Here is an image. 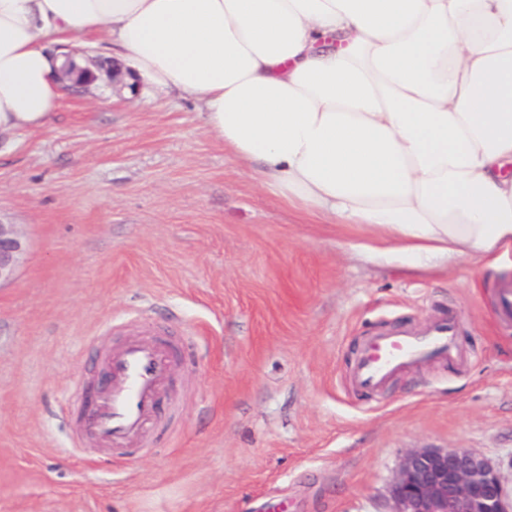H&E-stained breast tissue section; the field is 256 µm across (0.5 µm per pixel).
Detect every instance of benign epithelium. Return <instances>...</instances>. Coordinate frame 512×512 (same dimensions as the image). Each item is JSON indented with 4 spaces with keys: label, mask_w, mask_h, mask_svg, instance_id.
<instances>
[{
    "label": "benign epithelium",
    "mask_w": 512,
    "mask_h": 512,
    "mask_svg": "<svg viewBox=\"0 0 512 512\" xmlns=\"http://www.w3.org/2000/svg\"><path fill=\"white\" fill-rule=\"evenodd\" d=\"M65 75L79 71L80 84L97 79L98 62L86 66L65 53ZM25 243L9 224H0V283L13 278ZM392 512H512V490L482 455L466 448H420L409 452L392 485Z\"/></svg>",
    "instance_id": "1"
}]
</instances>
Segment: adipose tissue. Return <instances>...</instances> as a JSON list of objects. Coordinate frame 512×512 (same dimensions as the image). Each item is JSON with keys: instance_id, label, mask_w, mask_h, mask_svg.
<instances>
[{"instance_id": "obj_1", "label": "adipose tissue", "mask_w": 512, "mask_h": 512, "mask_svg": "<svg viewBox=\"0 0 512 512\" xmlns=\"http://www.w3.org/2000/svg\"><path fill=\"white\" fill-rule=\"evenodd\" d=\"M99 33L291 206L447 262L512 251V0H0V134L52 120L51 46Z\"/></svg>"}]
</instances>
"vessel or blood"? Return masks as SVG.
I'll return each mask as SVG.
<instances>
[{
    "mask_svg": "<svg viewBox=\"0 0 512 512\" xmlns=\"http://www.w3.org/2000/svg\"><path fill=\"white\" fill-rule=\"evenodd\" d=\"M499 321L512 323V281L495 290ZM458 323L445 317L422 330H392L374 335L362 348L351 372L360 391L381 389L394 375L422 360L462 358ZM112 383L105 389L84 422L75 430L76 441H90L117 452L132 462L148 448V435L159 413V396L172 368L168 343L133 339L108 355Z\"/></svg>",
    "mask_w": 512,
    "mask_h": 512,
    "instance_id": "vessel-or-blood-1",
    "label": "vessel or blood"
}]
</instances>
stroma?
Instances as JSON below:
<instances>
[{"instance_id":"obj_1","label":"stroma","mask_w":512,"mask_h":512,"mask_svg":"<svg viewBox=\"0 0 512 512\" xmlns=\"http://www.w3.org/2000/svg\"><path fill=\"white\" fill-rule=\"evenodd\" d=\"M50 125L0 136V222L26 242L0 284V512H391L416 448H467L512 486V326L478 267L414 265L377 232L295 209L207 132L193 101L112 87L111 57ZM177 337L154 448L131 472L74 451L120 324ZM453 316L466 361L420 362L373 393L364 341Z\"/></svg>"}]
</instances>
